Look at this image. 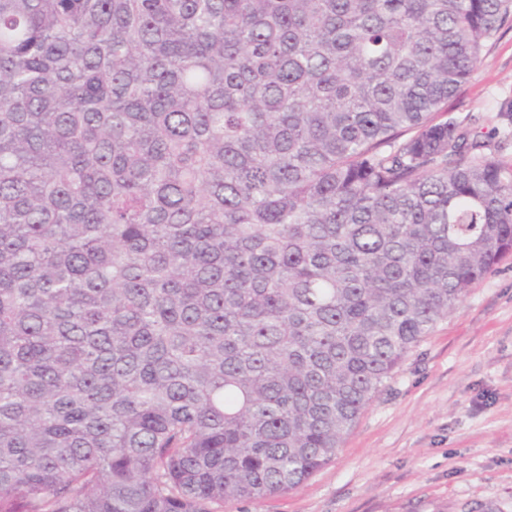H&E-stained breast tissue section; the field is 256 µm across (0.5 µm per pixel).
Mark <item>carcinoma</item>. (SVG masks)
<instances>
[{
  "label": "carcinoma",
  "instance_id": "carcinoma-1",
  "mask_svg": "<svg viewBox=\"0 0 512 512\" xmlns=\"http://www.w3.org/2000/svg\"><path fill=\"white\" fill-rule=\"evenodd\" d=\"M511 17L0 0V512H216L336 458L512 254L504 142L432 118Z\"/></svg>",
  "mask_w": 512,
  "mask_h": 512
}]
</instances>
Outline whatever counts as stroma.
<instances>
[{"label": "stroma", "mask_w": 512, "mask_h": 512, "mask_svg": "<svg viewBox=\"0 0 512 512\" xmlns=\"http://www.w3.org/2000/svg\"><path fill=\"white\" fill-rule=\"evenodd\" d=\"M512 21L450 113L498 127ZM512 512V256L474 284L361 413L335 460L296 489L219 512Z\"/></svg>", "instance_id": "1"}]
</instances>
